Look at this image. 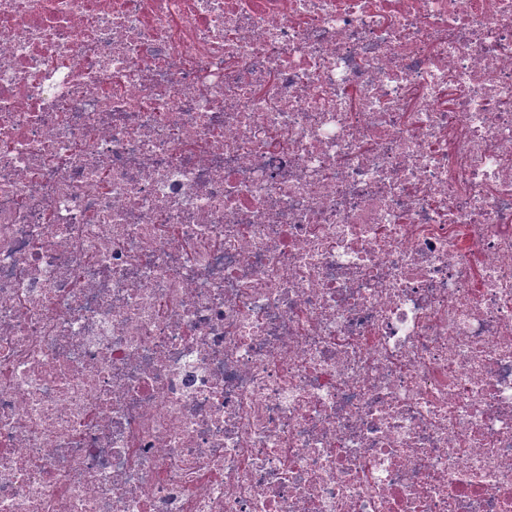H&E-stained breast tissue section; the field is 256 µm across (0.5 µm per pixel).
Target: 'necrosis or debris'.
Listing matches in <instances>:
<instances>
[{"label":"necrosis or debris","mask_w":512,"mask_h":512,"mask_svg":"<svg viewBox=\"0 0 512 512\" xmlns=\"http://www.w3.org/2000/svg\"><path fill=\"white\" fill-rule=\"evenodd\" d=\"M0 512H512V0H0Z\"/></svg>","instance_id":"obj_1"}]
</instances>
